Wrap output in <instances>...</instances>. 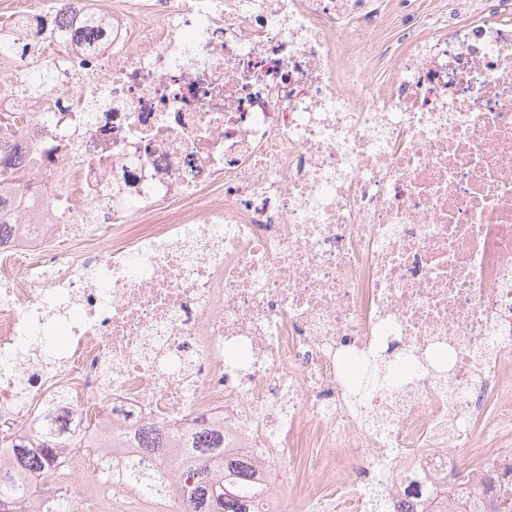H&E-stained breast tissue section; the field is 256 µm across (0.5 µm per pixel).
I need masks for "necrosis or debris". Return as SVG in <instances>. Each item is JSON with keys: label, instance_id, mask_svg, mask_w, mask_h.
Here are the masks:
<instances>
[{"label": "necrosis or debris", "instance_id": "4bbe7bcc", "mask_svg": "<svg viewBox=\"0 0 512 512\" xmlns=\"http://www.w3.org/2000/svg\"><path fill=\"white\" fill-rule=\"evenodd\" d=\"M384 0H13L0 112L36 192L0 226V447L68 419L40 477L134 512L104 458L139 423L205 417L262 475L308 449L294 512H391L440 478L512 488V0L398 53ZM394 54L387 81L376 57ZM57 80L20 92L32 66ZM65 335L62 365L32 356ZM405 379L363 385L373 353ZM498 440L461 479L452 449Z\"/></svg>", "mask_w": 512, "mask_h": 512}]
</instances>
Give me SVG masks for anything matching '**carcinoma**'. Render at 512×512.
<instances>
[{
    "mask_svg": "<svg viewBox=\"0 0 512 512\" xmlns=\"http://www.w3.org/2000/svg\"><path fill=\"white\" fill-rule=\"evenodd\" d=\"M23 128L7 114H0V225L8 223L22 195L31 186V175L9 160ZM369 377L382 386L393 384L390 366L369 362ZM65 427L54 417L42 430L29 438L17 435L10 448L14 468L0 467V512H26V504L44 495L37 477L52 464H57L56 449L63 447ZM141 447L151 453L148 459L131 461L121 466L123 476L144 493L166 495L187 491L184 512H253L252 502L262 492L253 458L243 449L224 447V432L210 427L203 418L189 426L180 423L167 431L144 426ZM165 448H189L199 458L193 469L179 471L173 465L159 462ZM421 512H448V477H443L435 491L421 504Z\"/></svg>",
    "mask_w": 512,
    "mask_h": 512,
    "instance_id": "cac0c4a2",
    "label": "carcinoma"
}]
</instances>
